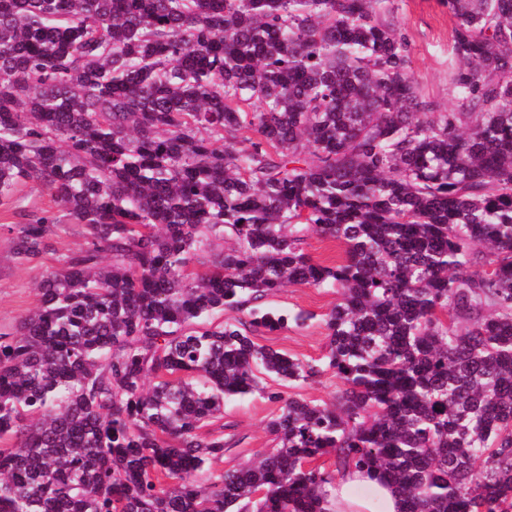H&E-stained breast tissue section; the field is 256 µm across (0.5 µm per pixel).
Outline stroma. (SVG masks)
Segmentation results:
<instances>
[{
	"mask_svg": "<svg viewBox=\"0 0 512 512\" xmlns=\"http://www.w3.org/2000/svg\"><path fill=\"white\" fill-rule=\"evenodd\" d=\"M394 14L401 31L411 44L412 71L426 96L438 106L449 105L452 91L448 84V49L453 21L443 0H394ZM48 191L28 186L0 201V332L15 331L20 320L38 305L37 281L56 270L64 255L86 248L88 239L83 225L62 220L49 240L50 248L38 264H19L13 255L9 225L25 217L54 209ZM335 290L291 285L267 299L268 307L284 311L304 310L313 318L307 326L256 333V343L288 353L303 360L320 358L327 336L321 318L337 302ZM269 389L283 397H297L320 403L331 402L342 387L340 379L327 373L299 386L270 378ZM279 411L278 404L260 396L235 399L224 405V439L229 447L223 458L211 468L219 472L255 458L270 448L267 422Z\"/></svg>",
	"mask_w": 512,
	"mask_h": 512,
	"instance_id": "35a3bbf8",
	"label": "stroma"
}]
</instances>
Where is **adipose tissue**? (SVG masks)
Here are the masks:
<instances>
[{"mask_svg": "<svg viewBox=\"0 0 512 512\" xmlns=\"http://www.w3.org/2000/svg\"><path fill=\"white\" fill-rule=\"evenodd\" d=\"M327 507L329 512H399L400 501L386 483L350 469L338 475Z\"/></svg>", "mask_w": 512, "mask_h": 512, "instance_id": "adipose-tissue-1", "label": "adipose tissue"}]
</instances>
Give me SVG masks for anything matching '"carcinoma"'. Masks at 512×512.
Here are the masks:
<instances>
[{
  "instance_id": "1",
  "label": "carcinoma",
  "mask_w": 512,
  "mask_h": 512,
  "mask_svg": "<svg viewBox=\"0 0 512 512\" xmlns=\"http://www.w3.org/2000/svg\"><path fill=\"white\" fill-rule=\"evenodd\" d=\"M390 3L0 0V199L88 235L0 333V512H328L346 467L512 512V0H446L443 110ZM58 222L8 226L17 260ZM289 285L340 295L315 363L249 334L309 319L265 307ZM327 371L329 403L263 384ZM255 393L272 448L211 472ZM305 250L314 260L331 264L343 255V248L338 241L325 239L315 233H310L304 244Z\"/></svg>"
}]
</instances>
